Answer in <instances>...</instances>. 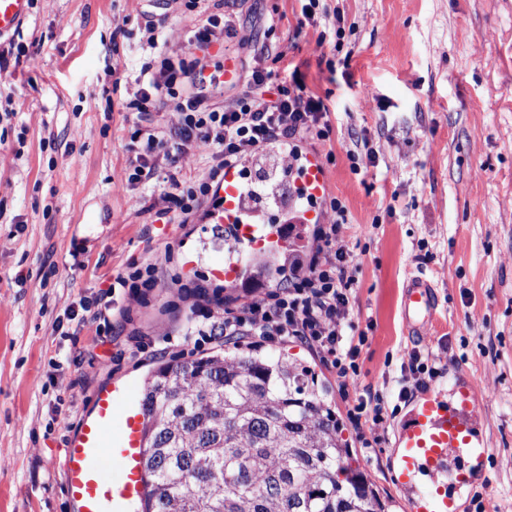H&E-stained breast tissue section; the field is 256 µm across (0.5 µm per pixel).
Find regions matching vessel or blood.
Segmentation results:
<instances>
[{"label":"vessel or blood","mask_w":512,"mask_h":512,"mask_svg":"<svg viewBox=\"0 0 512 512\" xmlns=\"http://www.w3.org/2000/svg\"><path fill=\"white\" fill-rule=\"evenodd\" d=\"M30 0H0V37L14 32L29 13ZM303 182L314 195L330 189L316 155L303 163ZM240 179L224 171L217 220L236 250L258 246V227L240 199ZM413 332L435 315L433 285L410 280L402 302ZM133 384L100 392L96 413L67 448L63 472L76 512H142L146 485L144 429L147 414L131 402ZM490 455L479 393L472 377L456 372L447 384L430 386L415 396L396 430L394 476L409 499L410 512H459L477 473Z\"/></svg>","instance_id":"b4317fda"}]
</instances>
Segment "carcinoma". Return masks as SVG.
<instances>
[{
  "label": "carcinoma",
  "mask_w": 512,
  "mask_h": 512,
  "mask_svg": "<svg viewBox=\"0 0 512 512\" xmlns=\"http://www.w3.org/2000/svg\"><path fill=\"white\" fill-rule=\"evenodd\" d=\"M142 404L145 512H387L315 373L259 345L158 367Z\"/></svg>",
  "instance_id": "obj_1"
}]
</instances>
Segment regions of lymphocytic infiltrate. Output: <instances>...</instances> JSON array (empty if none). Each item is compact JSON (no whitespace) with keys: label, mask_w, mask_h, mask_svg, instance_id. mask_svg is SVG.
Segmentation results:
<instances>
[{"label":"lymphocytic infiltrate","mask_w":512,"mask_h":512,"mask_svg":"<svg viewBox=\"0 0 512 512\" xmlns=\"http://www.w3.org/2000/svg\"><path fill=\"white\" fill-rule=\"evenodd\" d=\"M236 2L222 0V14L209 15L194 30L180 59L159 55L144 63L149 80L125 105L137 118L131 134L137 150L129 161V181L149 183L159 166L167 168L159 217L197 212L216 193L228 166L245 173L257 159L275 155L292 171L304 154V144L329 136L330 110L301 79L272 83L275 65L285 58L281 51L255 58L236 99L221 109L211 104L208 92L221 87L222 71L207 70L194 52L237 39ZM190 150L210 162L204 177L195 181L183 179L179 167ZM316 204L329 220L313 230L306 249L289 254L275 287L249 289L246 301L233 307L219 300L211 306L196 304L195 290L185 286L179 297L191 303V333L201 342L221 338L228 344L258 340L276 345L296 338L335 370L346 390L355 383L360 355L354 343L360 334L352 306L355 277L341 243L348 210L329 193ZM159 265L156 258L134 262L119 274L115 283L122 299L142 302L158 285Z\"/></svg>","instance_id":"lymphocytic-infiltrate-1"}]
</instances>
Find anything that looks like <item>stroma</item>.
Wrapping results in <instances>:
<instances>
[{
    "label": "stroma",
    "mask_w": 512,
    "mask_h": 512,
    "mask_svg": "<svg viewBox=\"0 0 512 512\" xmlns=\"http://www.w3.org/2000/svg\"><path fill=\"white\" fill-rule=\"evenodd\" d=\"M344 28L340 49L319 50L320 26L301 24L298 0H241L247 45L213 44L249 67L262 48L285 51L330 110L324 159L331 192L349 210L342 244L355 270L354 311L367 334L358 384L399 403L416 380L404 352L471 374L482 393L490 458L462 512H512V0H327ZM206 21L185 0H32L8 38L0 72V512H74L65 450L97 394L143 386L158 366L223 349L188 337L176 286L206 280L227 302L242 295L221 275L230 255L211 205L161 226L129 184L126 100L148 80L149 24L162 50L180 52ZM376 165L353 171L351 154ZM172 252L162 286L131 321L88 322L129 263ZM436 291L434 325L415 335L402 317L409 280ZM310 366L339 423L353 466L408 512L393 481L394 428L363 447L366 422L336 375L298 339L271 347Z\"/></svg>",
    "instance_id": "stroma-1"
}]
</instances>
